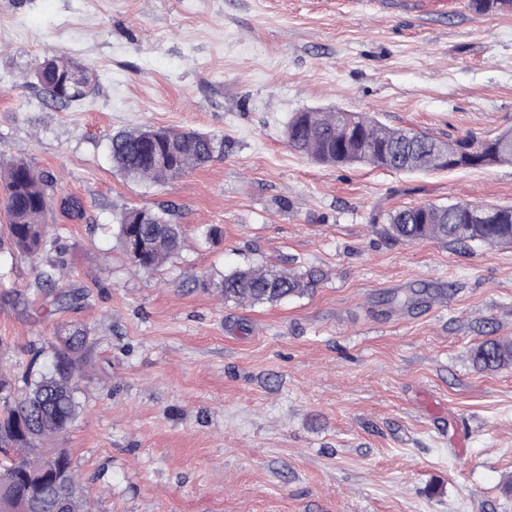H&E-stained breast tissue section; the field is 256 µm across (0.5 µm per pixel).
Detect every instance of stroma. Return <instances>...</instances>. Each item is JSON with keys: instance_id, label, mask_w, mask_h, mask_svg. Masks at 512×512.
Listing matches in <instances>:
<instances>
[{"instance_id": "stroma-1", "label": "stroma", "mask_w": 512, "mask_h": 512, "mask_svg": "<svg viewBox=\"0 0 512 512\" xmlns=\"http://www.w3.org/2000/svg\"><path fill=\"white\" fill-rule=\"evenodd\" d=\"M49 55L92 68L93 94L45 104ZM333 108L442 140L512 131V12L0 0V159L54 175L47 222L79 295L54 310L31 292L37 261L0 251V371L59 322L88 328L85 411L57 444L91 512H512V369L470 359L487 331L512 336V244L384 232L404 206H512V165L407 175L289 148L290 116ZM144 123L222 137L224 154L162 186L125 179L107 137ZM163 205L185 244L137 269L117 219ZM253 264L326 277L272 305L194 285ZM421 288L417 308L386 303Z\"/></svg>"}]
</instances>
